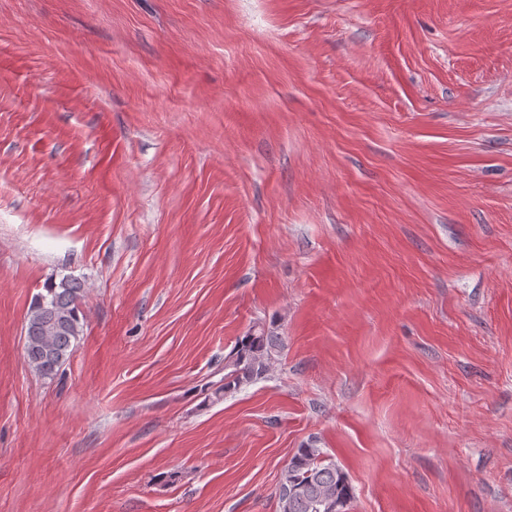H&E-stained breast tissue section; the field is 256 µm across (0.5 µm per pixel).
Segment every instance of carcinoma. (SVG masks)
I'll return each instance as SVG.
<instances>
[{
    "label": "carcinoma",
    "instance_id": "obj_1",
    "mask_svg": "<svg viewBox=\"0 0 512 512\" xmlns=\"http://www.w3.org/2000/svg\"><path fill=\"white\" fill-rule=\"evenodd\" d=\"M81 285L64 278L44 286L32 303L25 326V353L40 376L54 378L66 364L82 333L78 299ZM280 337L263 325L250 327L224 358V383L214 390L223 397L270 374ZM280 512H347L353 498L345 473L326 453L310 444L298 450L279 485Z\"/></svg>",
    "mask_w": 512,
    "mask_h": 512
}]
</instances>
